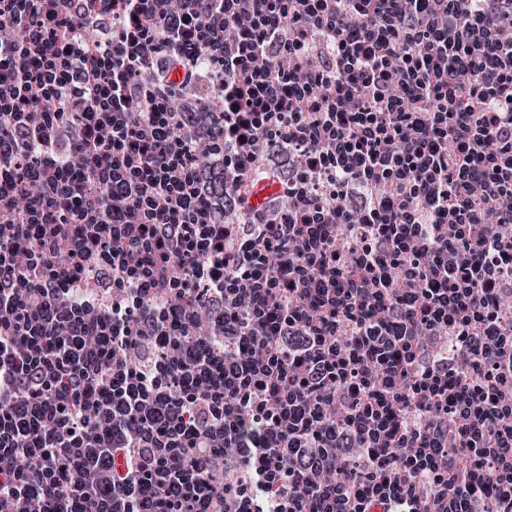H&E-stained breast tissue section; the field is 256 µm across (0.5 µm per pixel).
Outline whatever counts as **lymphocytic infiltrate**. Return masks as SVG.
<instances>
[{
    "label": "lymphocytic infiltrate",
    "mask_w": 512,
    "mask_h": 512,
    "mask_svg": "<svg viewBox=\"0 0 512 512\" xmlns=\"http://www.w3.org/2000/svg\"><path fill=\"white\" fill-rule=\"evenodd\" d=\"M0 61V512H512V0H0Z\"/></svg>",
    "instance_id": "lymphocytic-infiltrate-1"
}]
</instances>
